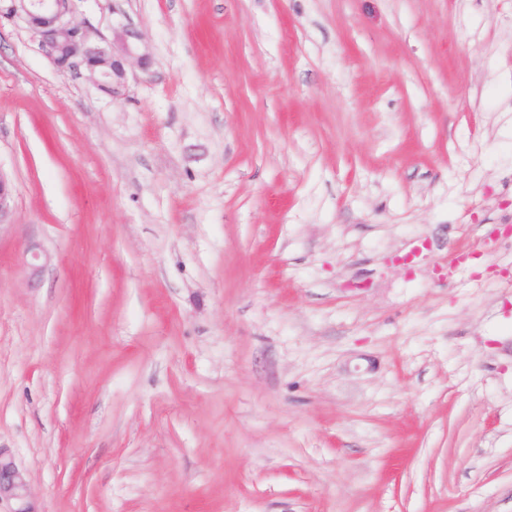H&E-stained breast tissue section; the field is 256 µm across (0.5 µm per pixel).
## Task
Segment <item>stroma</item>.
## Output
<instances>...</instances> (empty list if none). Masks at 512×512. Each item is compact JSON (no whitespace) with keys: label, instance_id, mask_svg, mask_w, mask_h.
<instances>
[{"label":"stroma","instance_id":"obj_1","mask_svg":"<svg viewBox=\"0 0 512 512\" xmlns=\"http://www.w3.org/2000/svg\"><path fill=\"white\" fill-rule=\"evenodd\" d=\"M74 16L151 65L115 99L0 21V448L39 512H512V0Z\"/></svg>","mask_w":512,"mask_h":512}]
</instances>
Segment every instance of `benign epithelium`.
Here are the masks:
<instances>
[{
    "label": "benign epithelium",
    "mask_w": 512,
    "mask_h": 512,
    "mask_svg": "<svg viewBox=\"0 0 512 512\" xmlns=\"http://www.w3.org/2000/svg\"><path fill=\"white\" fill-rule=\"evenodd\" d=\"M19 18L38 38L40 50L57 69L82 66L89 81L114 97L127 90V67L148 66V59L134 56L127 34L115 30L112 38H97L74 18V0H0V19ZM13 214V190L0 172V227ZM15 503L11 512H38L24 472L11 454L0 448V501Z\"/></svg>",
    "instance_id": "benign-epithelium-1"
}]
</instances>
